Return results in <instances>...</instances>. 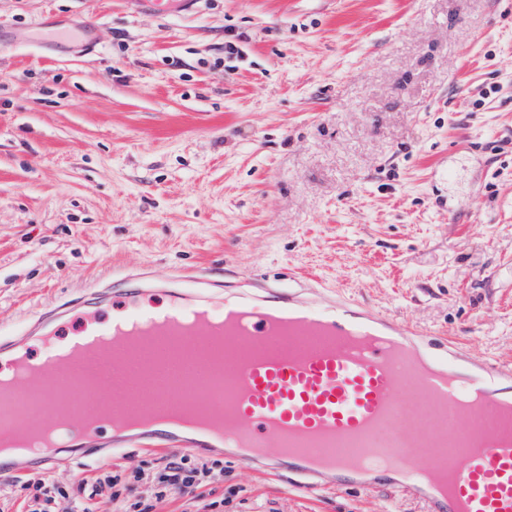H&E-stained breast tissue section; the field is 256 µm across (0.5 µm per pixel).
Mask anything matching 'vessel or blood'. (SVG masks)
Wrapping results in <instances>:
<instances>
[{
  "instance_id": "1",
  "label": "vessel or blood",
  "mask_w": 512,
  "mask_h": 512,
  "mask_svg": "<svg viewBox=\"0 0 512 512\" xmlns=\"http://www.w3.org/2000/svg\"><path fill=\"white\" fill-rule=\"evenodd\" d=\"M156 290L167 306L141 307ZM0 353L27 365L14 381L17 425L39 423L62 393L76 422L110 411L111 425L72 442L93 455L235 448L259 470H288L305 493L328 478L340 490L397 488L426 512H512V364L352 300L234 290L204 273L187 290L140 269L51 303L22 335L0 336Z\"/></svg>"
}]
</instances>
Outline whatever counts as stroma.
I'll use <instances>...</instances> for the list:
<instances>
[{"label":"stroma","mask_w":512,"mask_h":512,"mask_svg":"<svg viewBox=\"0 0 512 512\" xmlns=\"http://www.w3.org/2000/svg\"><path fill=\"white\" fill-rule=\"evenodd\" d=\"M139 267L318 283L512 361V0H0V335ZM206 459L154 512L424 510ZM87 474L0 471V512Z\"/></svg>","instance_id":"1"}]
</instances>
